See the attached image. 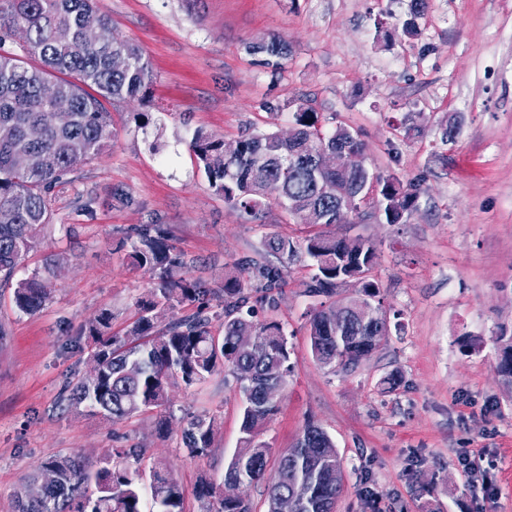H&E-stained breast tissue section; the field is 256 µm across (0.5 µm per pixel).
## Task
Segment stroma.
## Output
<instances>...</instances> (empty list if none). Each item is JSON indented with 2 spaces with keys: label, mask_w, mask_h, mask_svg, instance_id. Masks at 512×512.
I'll return each mask as SVG.
<instances>
[{
  "label": "stroma",
  "mask_w": 512,
  "mask_h": 512,
  "mask_svg": "<svg viewBox=\"0 0 512 512\" xmlns=\"http://www.w3.org/2000/svg\"><path fill=\"white\" fill-rule=\"evenodd\" d=\"M409 0H98L115 37L138 43L155 80L143 100H114L109 149L57 183L52 219L17 277L48 273L38 312L0 287V512L48 458L99 465L115 448H142L165 463L184 491V512H203L200 476L222 480L241 438L243 396L228 369L204 383L168 389L166 434L157 414L115 422L60 403L65 384L93 362L87 327L105 309L121 335L136 302L157 285L135 270L125 244L160 232L182 255L184 277L210 291V331L220 336L224 278L257 258L282 267L276 304L255 302L253 322L281 324L293 369L260 438L279 458L307 423L332 439L344 468L337 512H512V386L496 369L497 338L512 333V0H429L420 36L385 40ZM288 44L279 69L263 67L248 43ZM277 105V114L266 103ZM308 104L359 130L373 175L421 179L402 223L338 224L344 238L371 240L373 276L400 330L352 370L313 358L307 315L313 271L303 258L267 253L276 233L303 245L313 229L278 203L262 220L225 204L190 148L202 128L233 142L248 130L288 134L289 114ZM148 116L135 121L136 113ZM412 116L419 133L401 125ZM460 133L441 143L440 123ZM473 346L465 350L463 339ZM401 379L387 389L390 375ZM219 424L211 448L190 456L189 420ZM481 458L492 483L466 469Z\"/></svg>",
  "instance_id": "stroma-1"
}]
</instances>
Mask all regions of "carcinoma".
Returning <instances> with one entry per match:
<instances>
[{
    "instance_id": "obj_1",
    "label": "carcinoma",
    "mask_w": 512,
    "mask_h": 512,
    "mask_svg": "<svg viewBox=\"0 0 512 512\" xmlns=\"http://www.w3.org/2000/svg\"><path fill=\"white\" fill-rule=\"evenodd\" d=\"M427 0H410L407 13L397 18L393 32L408 40L420 35L419 19ZM101 22L106 39L91 44L86 35L90 16ZM25 30L21 52L0 51V282L9 283L22 257L38 244L42 228L51 222L49 193L77 166L99 155L115 132L106 103L145 97L153 84L152 67L141 46L112 36L110 21L95 0H0V46ZM276 67L287 56L285 41L272 36L248 46ZM125 59L117 69L113 57ZM226 141L203 129L194 131L190 147L210 186L224 202L256 217L266 201L275 199L299 224L329 227L359 218L364 193L373 174L363 164L364 143L357 130L345 124L325 128L319 113L304 103L292 113V130L283 138L265 129L237 141L228 156ZM346 150L356 159L351 172L338 175L319 166L321 153ZM373 207L387 224H398L410 213L421 192V181L395 176L377 180ZM267 248L291 259L303 254L315 274L310 294L332 299L309 320L310 348L324 366L347 370L372 353L368 337H386L390 316L372 276L374 244L362 238L315 234L303 251L292 240L271 233ZM128 257L134 268L158 273L157 287L140 301L139 317L124 336L112 334V313L104 310L89 324L91 355L100 376L79 381L67 396L73 406L120 421L134 414L163 412L168 386L179 379L186 386L205 382L223 365L231 370L244 396L242 447L232 457L224 480L252 484L264 478L271 449L259 435L276 405L264 400L268 380L286 381L290 352L276 322L255 324L242 317L252 300L275 304L274 291L285 282L282 268L254 259L240 269L257 281L255 289L239 276L224 279V336L209 330L211 317L202 313L173 320L163 330L158 323L177 307L197 301L205 290L179 275L181 255L161 234L142 229L130 238ZM50 289L37 275L20 279L13 292L22 313L40 310ZM252 331L251 344L240 343ZM347 340L340 341L338 337ZM496 369L512 384V334L501 333ZM217 431L215 419L198 415L183 430L189 455L204 453ZM332 443L320 427L309 424L292 448L280 456L275 477L267 485L268 512H278L284 496L297 502L296 512H336L343 490L340 457L312 456L307 441ZM62 483L34 503L23 501L19 512H144L145 494L152 512H184V494L168 468L146 466L142 449L114 448L112 458L96 469L65 456L43 463ZM224 484L199 479L198 497L205 512H251L243 500L224 499Z\"/></svg>"
}]
</instances>
